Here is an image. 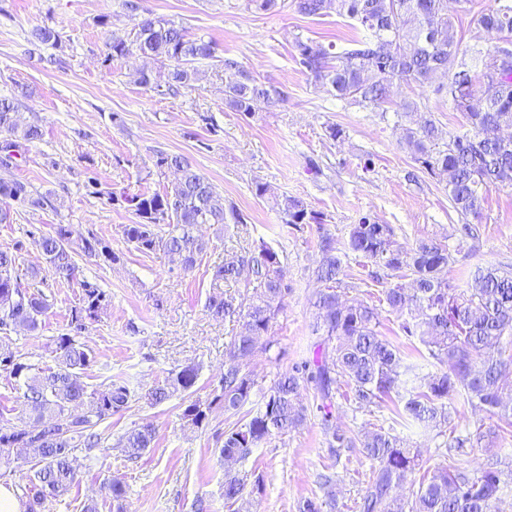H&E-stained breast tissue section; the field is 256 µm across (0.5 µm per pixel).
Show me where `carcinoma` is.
<instances>
[{
  "mask_svg": "<svg viewBox=\"0 0 512 512\" xmlns=\"http://www.w3.org/2000/svg\"><path fill=\"white\" fill-rule=\"evenodd\" d=\"M469 0H294L304 16H324L333 10L352 21L361 33L354 47L341 51L334 45L313 41L296 44L295 61L314 82L329 86V92L350 106L375 110L387 102L392 88L401 84L425 85L441 73L448 77L438 91L463 114V130L443 137L429 112L419 111L416 101L400 105L405 120L402 145L414 162L445 181L448 200L460 215L478 217L485 193L492 187L512 186V67L501 68L500 57L512 55V0H494L479 23L488 35L486 46L463 48L456 37L455 16L466 11ZM132 41L114 38L109 56L121 59L133 54L168 63L167 90L194 89L201 80L195 63L210 60L224 70V102L245 115L266 111L285 101L277 88L259 81L238 61L218 55L212 40L189 36L182 27L165 19L146 18L136 24ZM18 102L0 99V136L17 151L39 140L41 129L17 123ZM155 166L178 172L175 182L162 192L123 196L127 208L138 218L123 227L126 242L141 253L162 251L189 270L206 253L208 241L194 234L201 224L225 229L245 224L243 215L205 176L179 155H160ZM30 201L27 185L0 179V223L12 220L11 205ZM284 223L320 224L321 215L300 199L276 201ZM167 229H162L161 225ZM71 230L59 224L38 237L46 263L60 278H75L76 265L69 246ZM0 249V331L23 326L35 330L50 309L47 299L22 287L18 256ZM89 259L120 257L105 242L85 239L81 247ZM320 260L315 269L323 284L314 302L317 329L332 343L319 349L290 371L279 373L264 393L256 411L244 410L255 381L244 370L247 359L265 351L271 322L283 309L288 283L276 251L262 243L224 259L214 271L207 309L215 317L238 316L247 331L234 336L225 347L224 376L214 399L224 402L229 415L245 413L242 424L224 431L220 455L241 462L263 442L285 434L306 419L300 403L301 383L314 385L316 409L322 413L324 432L332 454L354 446L353 439L332 423L335 385L348 388L346 400L360 407L379 405L401 396L404 377L412 366L404 363L399 347L382 335L375 305L350 298L344 284L343 264L349 256L365 259L378 271L372 281L382 287L378 302L403 317L399 330L416 337L438 364L446 366L431 375L421 388L403 398L398 412L407 423L420 422L436 429L451 427L448 406L459 404L481 410L512 426V268L494 265L480 269L469 287L448 284V246L424 239L413 247L399 244L388 224L367 216L351 225L343 247L329 235L321 236ZM248 269L256 285L238 297L224 296V283L235 281ZM409 279V293L398 281ZM82 305L74 310L70 327L85 328L108 305L107 294L88 279L79 281ZM53 365L37 367L21 354L0 345V373L19 381L23 391V421L0 422V459L7 448H26L28 483L21 487L25 512L50 499L67 494L76 482L71 457L80 448L100 445L98 429L132 398L129 388L109 383L91 386L83 373L94 357L78 337L68 333L54 339ZM198 368L185 366L164 384L148 391V403H161L177 392L190 391ZM210 404L189 401L183 418L200 427L208 419ZM149 427L124 433L117 447L129 458H138L151 446ZM367 459L373 462L359 504L360 512H492L505 478L512 471L492 461L479 471L467 473L453 462L422 469L418 454L384 428L358 439ZM422 471L411 496L398 493L410 474ZM245 483L232 470L224 472V504L243 512Z\"/></svg>",
  "mask_w": 512,
  "mask_h": 512,
  "instance_id": "carcinoma-1",
  "label": "carcinoma"
}]
</instances>
